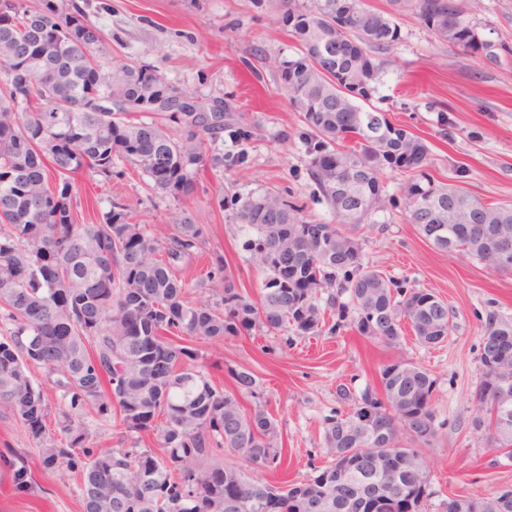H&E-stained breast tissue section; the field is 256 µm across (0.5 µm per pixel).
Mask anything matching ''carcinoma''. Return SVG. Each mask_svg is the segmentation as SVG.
Segmentation results:
<instances>
[{
  "label": "carcinoma",
  "mask_w": 512,
  "mask_h": 512,
  "mask_svg": "<svg viewBox=\"0 0 512 512\" xmlns=\"http://www.w3.org/2000/svg\"><path fill=\"white\" fill-rule=\"evenodd\" d=\"M458 0H389L378 11L367 0H280L291 56L272 66L288 105L309 131V175L335 223L313 224L277 191L243 201L238 219L252 232L244 241L251 267L264 276L252 298L224 278V297L195 304L176 277L177 263L191 258L203 230L183 215L173 217L166 245L113 206L97 224H77L70 178L88 168L112 178L113 157L138 166L153 186L179 200L192 191V167L203 162L224 124L206 125L195 97L144 65L121 62L105 71L93 55L103 41L75 5L41 0H0V44L18 53L0 58V412L21 424L49 419L51 407L30 368L56 375L61 437H29L40 444L41 464H63L79 484L84 512H336L349 489L336 484L346 460L371 472L391 453L402 460L398 485L380 496L390 512H406L410 486L419 487L414 512L431 496L422 447L438 435L430 372L402 357L383 365L378 386L355 396L344 385L338 399L350 406L323 423L325 460L306 480L278 485L248 470H277L278 428L263 408L248 413L236 394L256 395L247 369L228 368L236 393L216 389L201 371L186 366L197 357L189 345L167 338L221 340L256 324L291 327L299 336L352 328L387 344L399 343L405 314L418 341L436 345L448 337V305L403 284L365 261L361 225L383 207L384 171L409 175L403 186L435 210L406 212L436 248L429 226L451 223L453 246L480 260L487 244L512 248V202L490 205L457 186L435 183L425 173L428 144L385 121L377 134L366 105L384 75L381 55L400 39L394 17L410 12L439 38L470 55L482 51L478 24ZM352 45L340 59H321L320 44ZM39 56L33 73L23 55ZM119 99L117 111L99 112L101 101ZM24 110L17 117V110ZM141 114L143 121H134ZM54 170L59 184L48 186ZM361 208L346 218L347 206ZM340 286L348 300L319 291ZM512 337V320L486 314L480 362L500 353ZM482 372L475 396L474 428L490 427L495 413ZM374 411V425L361 421ZM115 417L120 436L156 433L158 449L99 448L84 416ZM245 467L225 464L224 451ZM213 461L196 476L185 463Z\"/></svg>",
  "instance_id": "1"
}]
</instances>
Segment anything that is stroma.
<instances>
[{"instance_id":"obj_1","label":"stroma","mask_w":512,"mask_h":512,"mask_svg":"<svg viewBox=\"0 0 512 512\" xmlns=\"http://www.w3.org/2000/svg\"><path fill=\"white\" fill-rule=\"evenodd\" d=\"M76 2L102 32L98 60L104 69L120 61L149 64L198 100L230 105V125L251 133L243 143L223 133L209 160L194 171L193 192L180 200L152 189L149 178L122 159L115 160L109 180L89 170L75 174L76 223H97L101 212L120 204L158 236L175 212L186 211L205 230L197 253L174 268L187 281L191 299L219 302L228 277L241 292L258 295L262 277L246 260L242 243L248 231L237 219L242 200L277 190L302 206L307 220L333 221L309 176L306 129L269 66L291 51L283 8L278 0ZM463 5L484 39L500 45L498 62L462 54L414 15L403 14L396 19L401 38L385 55L373 103L392 123L426 140L436 181L453 182L455 167L466 165L465 191L496 204L512 200V0ZM383 180L395 202L365 226V255L386 275L447 303L452 328L443 343L420 345L408 327L394 347L347 329L291 337L255 326L221 340L194 341L199 356L193 366L229 393V369L254 373L258 396L239 401L248 411L263 405L278 424L283 465L263 474L273 483L310 475L311 458L323 443V420L341 407L337 385L361 393L376 385L381 366L400 355L424 366L436 380L432 405L440 425L423 449L433 490L426 512H441V500L450 495L487 497L512 488V460L496 457L471 427L482 327L492 310L512 318V275L465 253L436 249L406 218L405 176L388 170ZM218 255L226 274L212 278L208 272ZM7 448L31 471L35 487L18 490L11 479L1 480L0 512H82L81 492L68 472L43 470L37 443L15 418L0 414V451Z\"/></svg>"}]
</instances>
